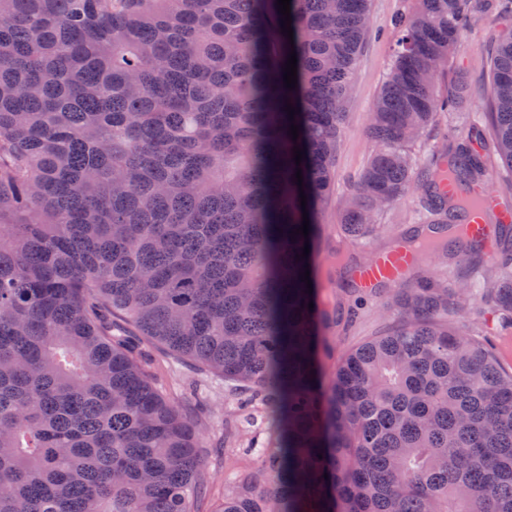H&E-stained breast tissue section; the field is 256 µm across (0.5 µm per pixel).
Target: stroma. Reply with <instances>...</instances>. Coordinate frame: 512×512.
Returning a JSON list of instances; mask_svg holds the SVG:
<instances>
[{"label": "stroma", "instance_id": "1", "mask_svg": "<svg viewBox=\"0 0 512 512\" xmlns=\"http://www.w3.org/2000/svg\"><path fill=\"white\" fill-rule=\"evenodd\" d=\"M416 4L417 0H370V32L354 74L344 131L336 154V190L325 208L321 243L315 257L321 299L327 304L336 300V279L329 274L335 265L336 255L365 259L370 252L389 247L394 239L401 236L406 225L420 224L427 219L414 197L407 196L379 215L378 222L382 229L373 236L350 240L338 229L350 201L351 188L372 151L367 127L372 103L379 92L397 39L392 22L397 17L411 14ZM468 13L472 18V28L448 63L449 73L460 72L466 77L468 99L461 107L442 113L438 124L423 133L414 148L416 163L421 167L427 165L435 151L440 149L450 130H457L467 138H475L480 146L491 139V120L488 116L491 81L489 52L498 26L512 23V12L484 14L472 7ZM417 271L430 275L435 283L442 286L465 282L472 299L479 303L496 268L489 261L466 270L456 260L441 262L430 258L418 266ZM393 326L392 318L384 316L380 302L362 304L359 316L352 325H340L329 331V348L320 356L324 372H331L347 350L372 337L386 334ZM466 331L476 339L491 342L500 366L512 371L511 324L503 322L491 308L479 303L469 316ZM158 383L171 394L180 395L190 389L196 390L205 404L202 426L207 436L213 437L221 432L225 407L223 380L202 374L189 364L171 360L166 362Z\"/></svg>", "mask_w": 512, "mask_h": 512}]
</instances>
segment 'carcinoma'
Returning <instances> with one entry per match:
<instances>
[{
  "label": "carcinoma",
  "mask_w": 512,
  "mask_h": 512,
  "mask_svg": "<svg viewBox=\"0 0 512 512\" xmlns=\"http://www.w3.org/2000/svg\"><path fill=\"white\" fill-rule=\"evenodd\" d=\"M369 2L290 0V41L277 0H0V512H202L207 447L224 449L214 512H512V373L440 318L465 288L377 289L395 329L323 378L320 331L356 311L321 303L312 253ZM466 2L396 20L345 235L419 188L434 219L410 243L486 253L437 187L485 184L486 154L452 140L419 171L412 153L467 93L446 77ZM491 63L512 167L511 23ZM494 235L483 301L512 323V226ZM131 336L224 379V436L205 442Z\"/></svg>",
  "instance_id": "obj_1"
}]
</instances>
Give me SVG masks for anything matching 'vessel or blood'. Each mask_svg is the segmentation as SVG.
<instances>
[{
	"label": "vessel or blood",
	"mask_w": 512,
	"mask_h": 512,
	"mask_svg": "<svg viewBox=\"0 0 512 512\" xmlns=\"http://www.w3.org/2000/svg\"><path fill=\"white\" fill-rule=\"evenodd\" d=\"M490 213L496 214L502 223H512V212L500 209L493 190L485 186L474 196L467 221L476 228H485V218ZM426 254V248L412 250L399 242L387 251L370 256L355 267L353 277L360 292L370 297L380 285L404 280L408 272L419 264Z\"/></svg>",
	"instance_id": "1"
}]
</instances>
